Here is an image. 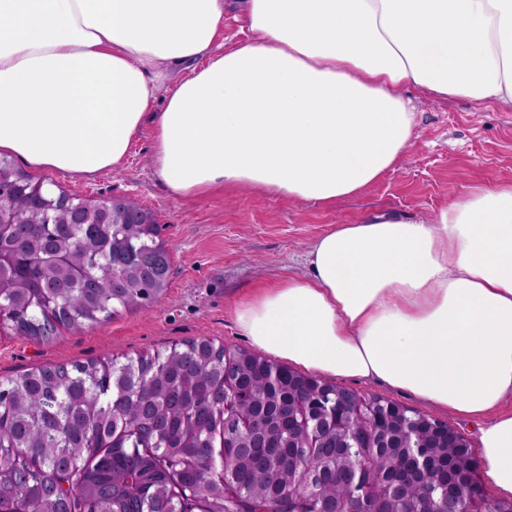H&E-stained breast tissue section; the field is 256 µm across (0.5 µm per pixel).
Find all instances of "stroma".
<instances>
[{"instance_id":"1","label":"stroma","mask_w":512,"mask_h":512,"mask_svg":"<svg viewBox=\"0 0 512 512\" xmlns=\"http://www.w3.org/2000/svg\"><path fill=\"white\" fill-rule=\"evenodd\" d=\"M404 95L414 108V136L398 163L361 193L330 207L243 188L176 198L154 174L146 133L117 171L90 178L49 173L70 194L88 200L129 196L153 212L174 273L158 306L124 311L45 343L1 330L0 378L45 365L163 353L201 337L252 349L236 323V305L304 272L310 244L331 226L377 211L431 219L475 189L512 182V106L435 97L417 88Z\"/></svg>"}]
</instances>
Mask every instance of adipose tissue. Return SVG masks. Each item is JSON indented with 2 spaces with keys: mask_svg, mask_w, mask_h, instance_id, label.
Here are the masks:
<instances>
[{
  "mask_svg": "<svg viewBox=\"0 0 512 512\" xmlns=\"http://www.w3.org/2000/svg\"><path fill=\"white\" fill-rule=\"evenodd\" d=\"M242 17L250 38L227 45L224 0H0V155L91 177L147 131L175 197L330 206L411 142L405 88L512 105V0H243ZM305 266L237 307L244 336L474 425L486 484L512 499V183L428 222L336 225Z\"/></svg>",
  "mask_w": 512,
  "mask_h": 512,
  "instance_id": "obj_1",
  "label": "adipose tissue"
}]
</instances>
